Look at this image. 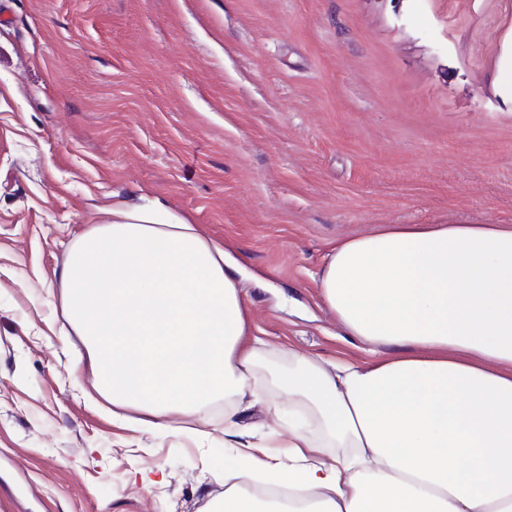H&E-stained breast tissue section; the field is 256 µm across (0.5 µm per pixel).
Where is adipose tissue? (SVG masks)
<instances>
[{
    "instance_id": "obj_1",
    "label": "adipose tissue",
    "mask_w": 512,
    "mask_h": 512,
    "mask_svg": "<svg viewBox=\"0 0 512 512\" xmlns=\"http://www.w3.org/2000/svg\"><path fill=\"white\" fill-rule=\"evenodd\" d=\"M240 273L159 201L114 203L70 246L63 304L113 405L160 426L224 398L237 434L255 365ZM318 284L374 358H297L288 456L241 448L223 512H284L252 493L261 476L305 512H512V225L392 224L336 242Z\"/></svg>"
}]
</instances>
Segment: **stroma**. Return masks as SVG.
Instances as JSON below:
<instances>
[{
	"instance_id": "obj_1",
	"label": "stroma",
	"mask_w": 512,
	"mask_h": 512,
	"mask_svg": "<svg viewBox=\"0 0 512 512\" xmlns=\"http://www.w3.org/2000/svg\"><path fill=\"white\" fill-rule=\"evenodd\" d=\"M239 257L262 397L198 428L113 415L55 276L113 201ZM512 225V0H0V512H207L291 353L361 362L337 241Z\"/></svg>"
}]
</instances>
